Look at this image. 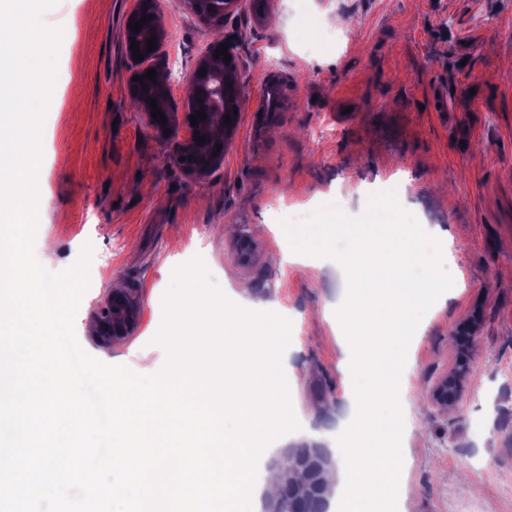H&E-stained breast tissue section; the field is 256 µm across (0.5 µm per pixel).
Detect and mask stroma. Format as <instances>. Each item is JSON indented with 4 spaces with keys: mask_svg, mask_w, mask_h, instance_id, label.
<instances>
[{
    "mask_svg": "<svg viewBox=\"0 0 512 512\" xmlns=\"http://www.w3.org/2000/svg\"><path fill=\"white\" fill-rule=\"evenodd\" d=\"M134 0H56L65 34L37 179L39 263L62 272L91 246L74 327L82 348L142 373L174 271L201 257L234 304L275 302L291 323L286 376L301 422L326 432L348 382L331 317L345 275L283 261L282 219L330 205L358 217L381 192L449 250L459 294L423 329L405 364L403 486L410 512H512V0H243L223 25L159 0V62L181 103L195 60L223 35L243 94L237 132L207 178L186 175L173 143L132 107L124 50ZM282 84L263 104L265 79ZM249 253L241 255V239ZM135 302L121 336L86 333L113 290ZM479 330L454 410L432 397L455 367L456 336ZM329 390L335 410L316 405Z\"/></svg>",
    "mask_w": 512,
    "mask_h": 512,
    "instance_id": "obj_1",
    "label": "stroma"
}]
</instances>
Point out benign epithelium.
Returning <instances> with one entry per match:
<instances>
[{
    "instance_id": "7a95c632",
    "label": "benign epithelium",
    "mask_w": 512,
    "mask_h": 512,
    "mask_svg": "<svg viewBox=\"0 0 512 512\" xmlns=\"http://www.w3.org/2000/svg\"><path fill=\"white\" fill-rule=\"evenodd\" d=\"M213 0H181L183 7L205 20L217 24L224 22V17L237 11L241 0H225L219 12H207V5ZM158 14L157 0H135L133 9L129 12L125 26V51L127 56H132L130 46L132 42L142 39L154 40L159 45L165 39L166 33L161 26L152 24L144 26L137 32L131 31V25L140 21L143 16L155 17ZM223 42L210 44L207 52L196 62L194 70L189 77L186 96L183 101L182 111L177 112L173 106L169 91V80H162L154 84L144 78L147 70H159L154 63L156 54L139 46V53L143 59L137 61L139 69L136 75L143 78V83L134 82L131 87V97L137 104V112L142 116L147 127L159 138L172 142L176 146L173 154L174 160L184 156L186 160L180 161V166L189 174L204 179L219 166L224 160V149L231 143L237 127V116L230 115L231 123H224L226 110L239 109V100L228 103L224 96V84L229 76L231 66L224 61V56L214 57V53ZM205 75H200V71ZM155 99L157 107L164 114L166 123L153 119L152 108L149 99ZM204 111L206 120L191 124L190 116ZM169 134H164V130ZM200 132L205 137L206 143L199 145L194 140V132ZM221 146V151H216V146ZM112 309H103L105 319L102 323L112 327V335L119 336L125 333L133 318V305L129 296L123 291L112 292Z\"/></svg>"
}]
</instances>
